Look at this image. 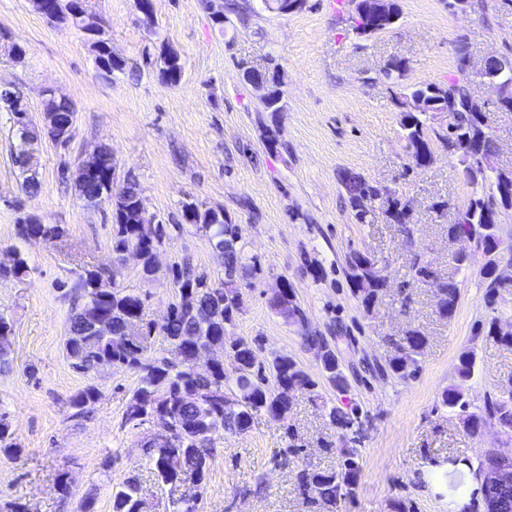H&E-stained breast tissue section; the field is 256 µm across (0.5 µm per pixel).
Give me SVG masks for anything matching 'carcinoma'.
<instances>
[{
  "mask_svg": "<svg viewBox=\"0 0 512 512\" xmlns=\"http://www.w3.org/2000/svg\"><path fill=\"white\" fill-rule=\"evenodd\" d=\"M96 62L108 76L123 68L122 60L112 54V47L98 40L93 42ZM473 94L472 82L464 73L451 77L442 85L427 84L405 95L407 99L422 98L426 107L420 112H405L401 118L403 139L409 158L418 168L433 164L435 155L433 141L443 144L448 154L463 163L467 161L468 144L464 137L477 135L484 125V112H466L460 103ZM448 113V132L439 133L429 125L430 113ZM18 145L13 153L15 166L21 173L28 172L26 152L29 143L45 138L36 125L14 128ZM102 161L100 175L95 180L82 181L73 178L75 192L85 206L98 208L106 203L112 208V254L120 260L123 253L134 248L139 252L142 273L149 278L155 273L156 253L170 240L171 229L181 225L141 223L142 215L138 201L142 188L138 180L127 176L122 185L109 196H103L106 183L112 180V170L117 163L112 150L106 145L98 146ZM351 208L359 222H364L371 212L372 202L380 199L379 190L361 176L348 172L340 175ZM387 217L396 224H407L410 210L398 197H387ZM512 209V194L503 195L497 180L489 181V195L474 197L459 209L463 221L448 225V234L461 232L473 238L478 247L488 250L501 244L500 227L497 222L499 209ZM185 223L205 233L211 245L224 251V279L215 284L207 275L197 273L188 260L176 264L173 279L178 297H194V306L188 309L175 301L166 321L144 324V335L130 332V325L144 316L148 295L129 291L116 285L118 267L112 268L111 287L98 288L103 280L101 272L88 271L78 278L70 293L79 296L80 303L68 317L65 350L73 369L90 375L99 369L112 366L124 367L140 375L141 384L129 399L124 412L125 422L143 425L159 415L166 417L172 430V440L165 447L153 445L146 449L157 477L165 484L173 483L177 473L171 470L170 460L181 457V468L186 473H200L199 482H204L208 459L213 454V437L220 433L240 434L248 430L255 415L265 413L282 419L290 405L289 390L295 386L309 392L316 383L288 356L273 365L272 369L257 363V340L235 336L232 327L236 313L232 310L239 295V286L251 285L256 271V262L240 245L238 229L224 222V216L205 208L195 201L182 205ZM17 233L21 239L52 241L62 236L63 229L57 224H41L27 216L18 219ZM349 276L362 295L366 306L378 300L386 283L377 275L374 262L363 253H354L348 262ZM30 267L24 254L9 267L0 266V279L23 280L28 277ZM417 280L430 284L435 289L436 307L444 318L452 316L457 304L459 284L433 269L430 264L414 265ZM488 306L495 304L501 291L508 289L488 265L481 268ZM292 303L287 321L294 328H302L306 318L291 284L277 299L270 300L271 307L283 311L284 305ZM499 318L493 316L480 324L479 332L495 342L512 346V335L501 336L496 331ZM160 334L166 337L177 352L172 359L164 354H155L150 339ZM426 339L417 330H408L396 343V353L389 359L390 371L401 379L414 376L420 369L418 355ZM212 345L224 346L229 366L218 362L206 375L194 374L190 364L202 349ZM232 384L231 390L238 394L240 404L224 406V386ZM98 390L89 385L71 399L74 416L84 415L85 407L96 398ZM442 405L453 414H460L470 407L462 391L450 386L442 394ZM329 421L336 427L360 435L363 424L356 414H349L331 407ZM489 419L512 432V378L501 382L497 392L484 399L480 413H470L463 419L465 429L474 434L484 420ZM0 452L16 457L21 449L12 441L10 426L0 421ZM361 465L354 448L343 449L341 470L321 471L301 469L296 476V490L304 499L326 506L337 500L351 497L357 484ZM171 512H199L198 498L194 495L171 498ZM112 512H146L138 482L129 478L120 488L112 492Z\"/></svg>",
  "mask_w": 512,
  "mask_h": 512,
  "instance_id": "cac0c4a2",
  "label": "carcinoma"
}]
</instances>
